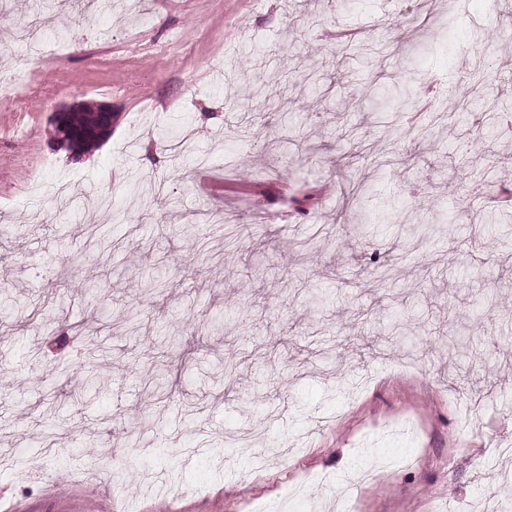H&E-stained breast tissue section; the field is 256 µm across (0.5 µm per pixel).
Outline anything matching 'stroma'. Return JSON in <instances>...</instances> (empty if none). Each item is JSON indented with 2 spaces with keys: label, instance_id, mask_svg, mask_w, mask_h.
<instances>
[{
  "label": "stroma",
  "instance_id": "stroma-1",
  "mask_svg": "<svg viewBox=\"0 0 512 512\" xmlns=\"http://www.w3.org/2000/svg\"><path fill=\"white\" fill-rule=\"evenodd\" d=\"M426 2L0 0V76L36 88L0 100V512H246L317 472L331 483L289 512H342L345 476L385 457L402 466L360 512H467L502 486L512 248L482 218L512 142L476 124L512 98V0H449L438 19ZM332 25L364 52L320 45ZM42 41L58 51L37 62ZM409 81V117L364 101ZM100 102L111 136L81 162L53 150L54 109ZM352 182L403 223L363 236ZM100 195L104 265L84 237ZM212 209L247 221L237 250ZM187 223L212 238L206 268L170 230ZM466 336L482 355L460 364ZM246 429L262 442L225 447Z\"/></svg>",
  "mask_w": 512,
  "mask_h": 512
}]
</instances>
